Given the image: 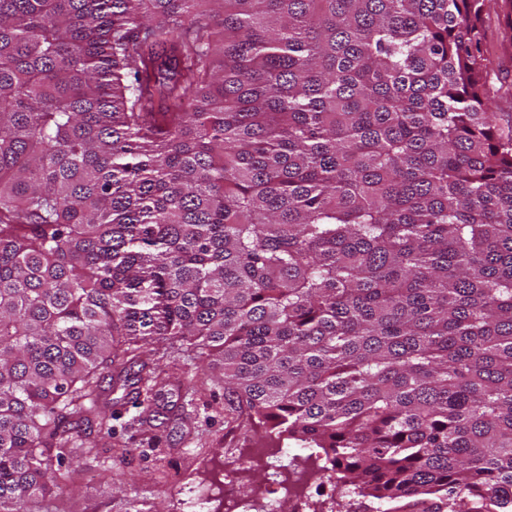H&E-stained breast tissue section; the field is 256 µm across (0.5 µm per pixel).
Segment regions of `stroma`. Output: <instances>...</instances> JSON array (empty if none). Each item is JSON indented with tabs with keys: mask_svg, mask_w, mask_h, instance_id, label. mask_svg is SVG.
Wrapping results in <instances>:
<instances>
[{
	"mask_svg": "<svg viewBox=\"0 0 512 512\" xmlns=\"http://www.w3.org/2000/svg\"><path fill=\"white\" fill-rule=\"evenodd\" d=\"M486 58L500 91L496 111L512 113V0H498L483 19ZM209 370L208 358L170 367L168 385L155 402L122 397L112 410L115 439L127 450L122 458L61 452V470L73 482L51 500L54 512H183V499L213 489L210 512H224L216 495L225 474L236 477L238 494L258 500L274 494L288 505L284 484H271L274 467L288 458L258 451L253 424L229 421L224 387L211 383L206 394L188 392L191 378Z\"/></svg>",
	"mask_w": 512,
	"mask_h": 512,
	"instance_id": "obj_1",
	"label": "stroma"
}]
</instances>
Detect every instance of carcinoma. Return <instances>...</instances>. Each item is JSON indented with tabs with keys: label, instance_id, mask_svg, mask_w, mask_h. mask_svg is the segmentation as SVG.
Returning <instances> with one entry per match:
<instances>
[{
	"label": "carcinoma",
	"instance_id": "cac0c4a2",
	"mask_svg": "<svg viewBox=\"0 0 512 512\" xmlns=\"http://www.w3.org/2000/svg\"><path fill=\"white\" fill-rule=\"evenodd\" d=\"M493 0H0V512L205 354L381 512H512Z\"/></svg>",
	"mask_w": 512,
	"mask_h": 512
}]
</instances>
